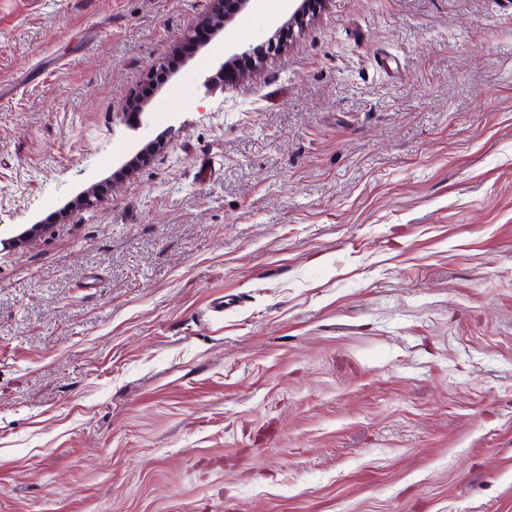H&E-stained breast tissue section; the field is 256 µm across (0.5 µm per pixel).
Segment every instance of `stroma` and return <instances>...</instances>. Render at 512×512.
Returning <instances> with one entry per match:
<instances>
[{"label":"stroma","mask_w":512,"mask_h":512,"mask_svg":"<svg viewBox=\"0 0 512 512\" xmlns=\"http://www.w3.org/2000/svg\"><path fill=\"white\" fill-rule=\"evenodd\" d=\"M210 8L0 0V512H512V0H251L127 122Z\"/></svg>","instance_id":"stroma-1"}]
</instances>
